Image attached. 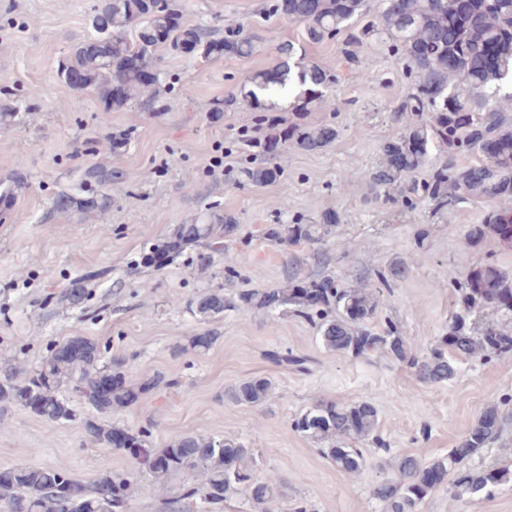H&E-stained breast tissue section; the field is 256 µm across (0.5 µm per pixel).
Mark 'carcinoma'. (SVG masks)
I'll list each match as a JSON object with an SVG mask.
<instances>
[{
	"label": "carcinoma",
	"instance_id": "1",
	"mask_svg": "<svg viewBox=\"0 0 512 512\" xmlns=\"http://www.w3.org/2000/svg\"><path fill=\"white\" fill-rule=\"evenodd\" d=\"M271 12L303 26L304 39L323 44L345 37V53L365 42L389 51L408 83V93L396 108L399 134L382 149L380 167L367 174L377 197L385 204L408 209L428 202L439 212L448 206L488 198L493 207L482 222L469 227L466 242L475 246L489 234L512 244V0H273ZM94 36L74 45L58 63V74H72L81 82L78 93H94L106 111L136 106L143 112H161L158 88L160 52L171 50L190 56L245 58L262 51L258 39L243 29L220 37L191 23L176 0H100L91 17ZM285 61L245 76L238 98L213 104L219 118L242 100L255 112L254 123L269 129L276 112L273 98L300 87L294 96L296 121L275 150L269 138L243 135L244 145L260 161L241 170L243 181L262 185L285 171L288 149L313 152L336 138L334 124L312 125L307 115L325 106L324 88L336 75L309 66L296 57L294 44L279 45ZM441 162L419 180L416 174L429 164L432 150ZM470 157L465 168L459 159ZM85 183L87 196L60 192L53 198L58 211L107 210L112 203L116 174L100 165L91 169ZM335 216L322 224H271L266 237L278 244L305 246L317 263L321 245ZM237 224L230 216L211 212L204 224H180L172 235L152 243L143 266L159 268L180 259L186 248L200 246L212 254L227 252ZM403 269L378 270L379 288H350L332 277L292 276L277 287L246 289L233 296L213 291L189 302L188 309L215 316L226 310H284L309 322L330 351L368 356L384 350L413 368L420 381L444 384L458 372L462 358L489 359L512 354V277L493 263L468 266L448 277L458 305L448 317L443 333L425 348L411 350L392 322L376 328L372 319L379 306L377 293L391 290ZM104 276L89 271L62 291L58 304L80 305L88 288ZM12 368L0 378V410L20 405L51 422H73L80 401L99 414L135 402L139 396L174 381L158 376L139 383L124 362L102 361L98 344L73 336L49 348L39 365L23 379ZM271 396L265 379L240 381L231 398L241 404L260 405ZM507 418L495 404L488 406L457 448L444 458L426 461L418 454L404 455L394 463L393 476L373 490L386 512H419L420 505L448 475L453 497L493 496L512 484V464L477 472L463 461L500 437ZM93 440L108 448L120 440L122 448H137L135 463L161 480L190 472L195 482L166 503L170 512H223L224 502L246 493L252 507L268 512L279 495L277 477L252 479L255 462L244 443L200 434H186L163 448H155L147 430L131 431L85 421ZM292 428L304 437L326 444L322 453L339 470L358 473L365 463L357 443L374 438L378 412L374 404L317 402L292 419ZM133 481L125 473H100L88 481L74 478L58 467L19 466L0 469V508L3 512H128Z\"/></svg>",
	"mask_w": 512,
	"mask_h": 512
}]
</instances>
